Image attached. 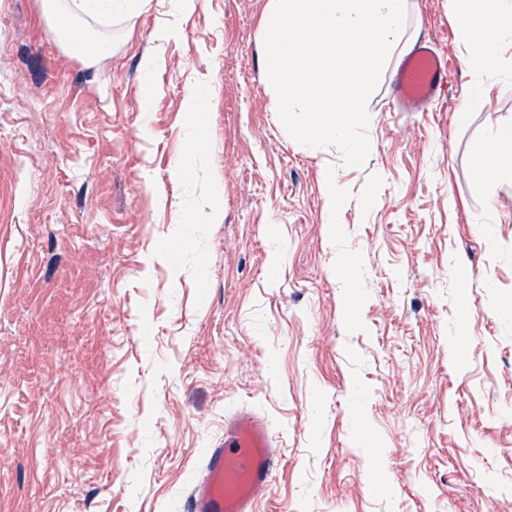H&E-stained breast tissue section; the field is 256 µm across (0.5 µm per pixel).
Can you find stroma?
<instances>
[{
    "mask_svg": "<svg viewBox=\"0 0 512 512\" xmlns=\"http://www.w3.org/2000/svg\"><path fill=\"white\" fill-rule=\"evenodd\" d=\"M267 4L148 0L88 61L0 0V512H179L241 409L282 458L260 512H512V182L471 168L512 43L475 72L452 0H409L448 85L401 112L384 75L349 167L280 122Z\"/></svg>",
    "mask_w": 512,
    "mask_h": 512,
    "instance_id": "obj_1",
    "label": "stroma"
}]
</instances>
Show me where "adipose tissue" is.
I'll return each instance as SVG.
<instances>
[{
  "instance_id": "1",
  "label": "adipose tissue",
  "mask_w": 512,
  "mask_h": 512,
  "mask_svg": "<svg viewBox=\"0 0 512 512\" xmlns=\"http://www.w3.org/2000/svg\"><path fill=\"white\" fill-rule=\"evenodd\" d=\"M144 0H41L43 13L52 20L56 35L69 51L95 59L110 51L107 40L84 31L86 19L116 12H140ZM454 23L468 46L467 62L477 72L497 65L506 34L512 32V0H455ZM477 176L488 183L512 181V138L496 145L481 143L473 151Z\"/></svg>"
}]
</instances>
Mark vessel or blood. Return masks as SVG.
<instances>
[{"mask_svg": "<svg viewBox=\"0 0 512 512\" xmlns=\"http://www.w3.org/2000/svg\"><path fill=\"white\" fill-rule=\"evenodd\" d=\"M447 82V57L425 40L403 56L392 80L395 98L405 107L431 102ZM281 464L267 422L238 412L225 420L223 441L205 449L203 474L191 484L182 512H257Z\"/></svg>", "mask_w": 512, "mask_h": 512, "instance_id": "b4317fda", "label": "vessel or blood"}]
</instances>
